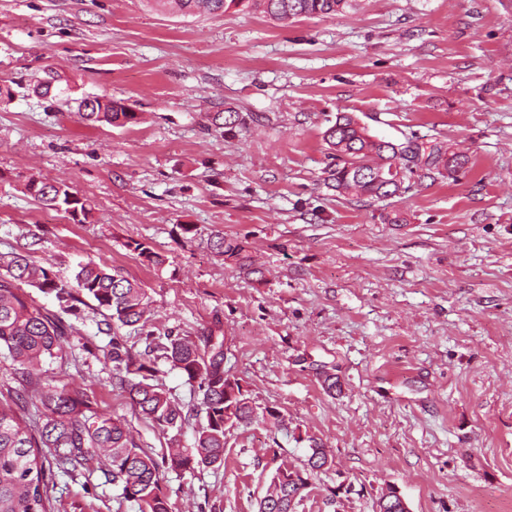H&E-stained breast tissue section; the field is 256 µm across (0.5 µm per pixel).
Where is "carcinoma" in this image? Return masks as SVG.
Returning <instances> with one entry per match:
<instances>
[{
  "label": "carcinoma",
  "instance_id": "carcinoma-1",
  "mask_svg": "<svg viewBox=\"0 0 512 512\" xmlns=\"http://www.w3.org/2000/svg\"><path fill=\"white\" fill-rule=\"evenodd\" d=\"M154 10L169 4L184 15L236 12L259 13L271 20L291 23L314 15H339L358 6V0H144ZM92 107L80 113L91 123L124 126L137 120L130 107L105 95L89 98ZM247 118L226 108L211 118L216 129L229 131L245 125ZM334 168L332 187L357 199L392 197L413 177L439 175L452 178L469 163L465 153H448L442 142L427 144L412 136L401 143L379 139L354 116L340 113L323 135ZM25 192L40 205L64 213L78 212L82 223L92 211L91 201L71 186H56L30 177ZM223 257L241 256L243 246L219 237L215 244ZM133 250L151 265L164 263L146 242H133ZM27 285L51 295L64 311L89 298L106 311L105 325L112 332L113 378L128 393L132 405L155 428L171 434L175 443L156 456L136 442L127 420L100 413L94 402L75 389L45 387L38 394L41 414L27 420L29 391L38 383L37 371L63 348L66 327L21 292ZM121 327L142 331L144 351H134L117 334ZM6 351L17 387L11 402L0 399V512H50L47 474L56 467L67 475L87 469L98 459L108 481L122 490V498L137 503L139 512H171L162 483L165 471L195 474L224 466L227 435L239 424L257 419L256 408L240 382L224 369V340L209 332L195 341L173 330L151 329L150 301L146 290L124 273L90 260L79 265L74 281L63 280L36 263L30 255L0 254V351ZM179 370L197 393V402L183 406L156 383L158 362ZM323 390L336 396V374L322 365L315 368ZM202 416L189 447L178 446V436L190 419ZM311 454L300 468H279L260 498L258 512H294L313 473L324 469L328 456L314 438Z\"/></svg>",
  "mask_w": 512,
  "mask_h": 512
}]
</instances>
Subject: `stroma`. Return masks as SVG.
<instances>
[{
    "instance_id": "stroma-1",
    "label": "stroma",
    "mask_w": 512,
    "mask_h": 512,
    "mask_svg": "<svg viewBox=\"0 0 512 512\" xmlns=\"http://www.w3.org/2000/svg\"><path fill=\"white\" fill-rule=\"evenodd\" d=\"M0 87V253L69 281L81 262L118 267L147 289L156 328L220 327L225 369L288 424L233 429L218 470L166 472L171 512H257L256 493L313 438L331 464L295 512H376L390 486L409 512H512V0H367L285 26L143 0H0ZM103 94L138 122L83 123L79 101ZM227 107L251 122L215 129ZM340 112L470 161L453 180L345 198L325 180ZM32 176L69 183L91 217L36 203ZM395 211L404 223L387 221ZM219 234L248 267L217 256ZM28 294L73 327L43 382L86 392L161 453L167 436L112 380L95 307L64 315ZM48 482L51 512H138L100 469Z\"/></svg>"
}]
</instances>
